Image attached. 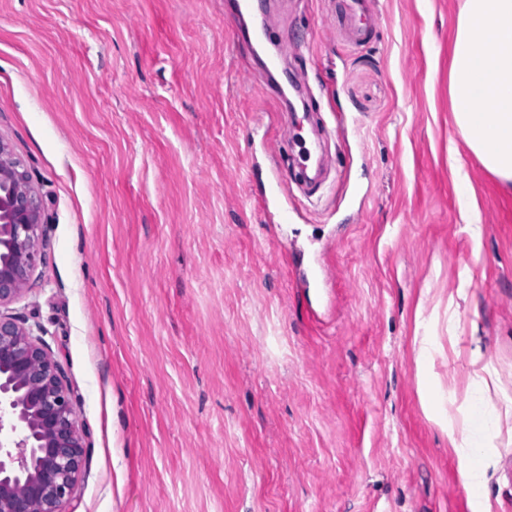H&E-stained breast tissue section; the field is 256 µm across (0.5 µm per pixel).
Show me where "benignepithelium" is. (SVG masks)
Returning <instances> with one entry per match:
<instances>
[{"label":"benign epithelium","instance_id":"7a95c632","mask_svg":"<svg viewBox=\"0 0 512 512\" xmlns=\"http://www.w3.org/2000/svg\"><path fill=\"white\" fill-rule=\"evenodd\" d=\"M43 224L28 171L0 138V308L28 282ZM44 335L0 311V512H62L86 464L71 391Z\"/></svg>","mask_w":512,"mask_h":512}]
</instances>
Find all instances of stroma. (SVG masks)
Instances as JSON below:
<instances>
[{
	"label": "stroma",
	"mask_w": 512,
	"mask_h": 512,
	"mask_svg": "<svg viewBox=\"0 0 512 512\" xmlns=\"http://www.w3.org/2000/svg\"><path fill=\"white\" fill-rule=\"evenodd\" d=\"M227 2L0 0V137L45 216L10 310L45 329L87 447L63 512H480L448 430L484 409L512 512V192L453 124L460 0H371L358 47L337 0H271L297 51L270 76ZM289 76L343 128L311 198ZM461 215L466 224H469L471 236L478 239L482 235L480 211L470 188H466L461 201Z\"/></svg>",
	"instance_id": "stroma-1"
}]
</instances>
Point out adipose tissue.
<instances>
[{"instance_id":"obj_1","label":"adipose tissue","mask_w":512,"mask_h":512,"mask_svg":"<svg viewBox=\"0 0 512 512\" xmlns=\"http://www.w3.org/2000/svg\"><path fill=\"white\" fill-rule=\"evenodd\" d=\"M453 122L468 150L512 190V0H462L451 48ZM487 423L449 431L465 491L486 481Z\"/></svg>"}]
</instances>
